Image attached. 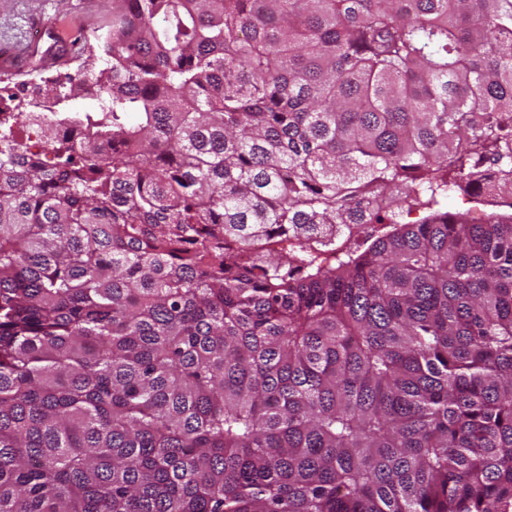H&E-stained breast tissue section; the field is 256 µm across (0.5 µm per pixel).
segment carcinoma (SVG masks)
Instances as JSON below:
<instances>
[{"mask_svg":"<svg viewBox=\"0 0 512 512\" xmlns=\"http://www.w3.org/2000/svg\"><path fill=\"white\" fill-rule=\"evenodd\" d=\"M67 81L0 123V512H512V204L448 211L512 0H113ZM340 225L341 229L336 228V253L349 243L350 237L365 238L378 227V224H338L336 227Z\"/></svg>","mask_w":512,"mask_h":512,"instance_id":"cac0c4a2","label":"carcinoma"}]
</instances>
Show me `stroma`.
Masks as SVG:
<instances>
[{
  "mask_svg": "<svg viewBox=\"0 0 512 512\" xmlns=\"http://www.w3.org/2000/svg\"><path fill=\"white\" fill-rule=\"evenodd\" d=\"M112 23V0H0V49L26 53L32 43L47 47L53 35L74 36L76 51L60 63L45 66L38 60L13 69L6 94L23 99L33 82L50 78L65 82L79 71L83 58L79 51L85 38L106 32Z\"/></svg>",
  "mask_w": 512,
  "mask_h": 512,
  "instance_id": "1",
  "label": "stroma"
}]
</instances>
